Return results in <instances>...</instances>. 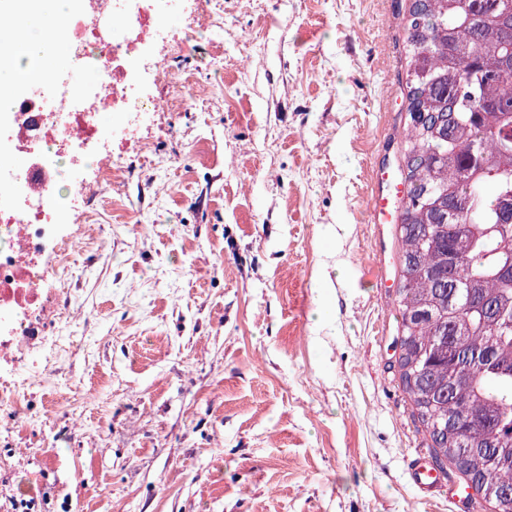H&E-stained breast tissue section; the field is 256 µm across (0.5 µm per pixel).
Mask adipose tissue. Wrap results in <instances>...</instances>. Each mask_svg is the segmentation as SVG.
<instances>
[{
    "label": "adipose tissue",
    "instance_id": "1",
    "mask_svg": "<svg viewBox=\"0 0 512 512\" xmlns=\"http://www.w3.org/2000/svg\"><path fill=\"white\" fill-rule=\"evenodd\" d=\"M79 8L78 0H0V14L20 15L25 25L24 34L12 29L0 30V112L9 111L22 81H37L53 77L55 71L49 64V55L61 54L60 42L49 43L44 39L50 24L72 15ZM38 55V68L26 72L25 79H18L20 62L27 56Z\"/></svg>",
    "mask_w": 512,
    "mask_h": 512
}]
</instances>
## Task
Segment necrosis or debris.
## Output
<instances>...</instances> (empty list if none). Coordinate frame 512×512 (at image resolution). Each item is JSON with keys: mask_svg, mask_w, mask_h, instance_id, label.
<instances>
[{"mask_svg": "<svg viewBox=\"0 0 512 512\" xmlns=\"http://www.w3.org/2000/svg\"><path fill=\"white\" fill-rule=\"evenodd\" d=\"M84 2L60 25L70 66L82 80L59 82L11 107L13 152L0 165L9 166L16 154L26 164L13 171V197L0 201V366L12 363L42 307L45 254L65 258L76 248L74 236L56 232L62 211L111 184L129 136L158 111L144 82L184 84L154 56L158 47L185 49L172 19L194 30L214 16L212 0Z\"/></svg>", "mask_w": 512, "mask_h": 512, "instance_id": "necrosis-or-debris-1", "label": "necrosis or debris"}]
</instances>
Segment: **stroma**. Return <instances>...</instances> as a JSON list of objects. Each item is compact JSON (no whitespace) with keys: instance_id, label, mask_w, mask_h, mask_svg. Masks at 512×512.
Instances as JSON below:
<instances>
[{"instance_id":"obj_1","label":"stroma","mask_w":512,"mask_h":512,"mask_svg":"<svg viewBox=\"0 0 512 512\" xmlns=\"http://www.w3.org/2000/svg\"><path fill=\"white\" fill-rule=\"evenodd\" d=\"M407 0H222L0 404V512H462L395 362ZM38 384L26 383L30 367ZM408 476L410 484L424 500L435 497L443 486L440 474L422 457L409 460Z\"/></svg>"}]
</instances>
